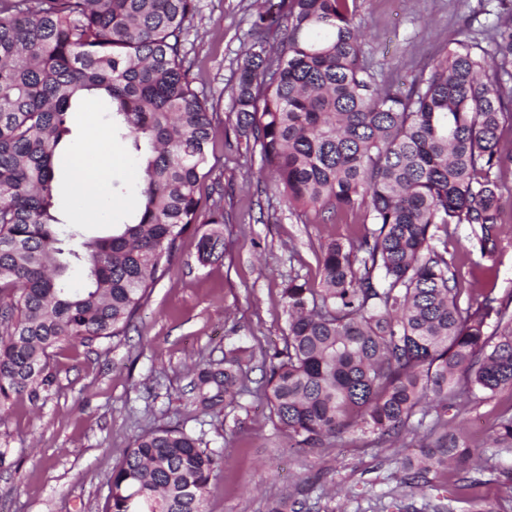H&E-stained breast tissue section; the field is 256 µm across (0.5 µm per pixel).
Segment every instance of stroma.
<instances>
[{
  "mask_svg": "<svg viewBox=\"0 0 512 512\" xmlns=\"http://www.w3.org/2000/svg\"><path fill=\"white\" fill-rule=\"evenodd\" d=\"M365 49L392 88L411 78L452 37H469L498 21L495 0H357ZM257 0H197L184 50L193 87L216 107L210 143L212 181L224 187V243L220 258L203 260L200 236H183L164 276L153 288L127 336L93 347L54 351L55 381L33 400L20 395L0 414V512H102L109 478L142 431L177 425L220 453L222 465L207 497V512H268L285 498L293 512H433L441 502L454 512H512V455L489 438L501 416L512 414V389L476 394L452 423L490 465L486 482L464 488L462 471L440 469L428 484L403 483L401 461L420 450L419 434L387 441L354 428L318 448H298L272 423L253 390L261 385L286 330L283 290L289 276L319 287L321 247L355 240L363 211L323 223L311 209L289 211L267 196L258 146L236 136L232 109L237 61ZM103 139L112 143L108 182L131 183L139 173L125 141L114 138L99 100L89 98ZM448 259L463 291L480 287L512 301V223L500 225L493 257L481 256L472 229L448 233ZM253 353L250 393L217 415L188 403L194 369L220 359L230 346Z\"/></svg>",
  "mask_w": 512,
  "mask_h": 512,
  "instance_id": "1",
  "label": "stroma"
}]
</instances>
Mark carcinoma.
I'll use <instances>...</instances> for the list:
<instances>
[{"mask_svg": "<svg viewBox=\"0 0 512 512\" xmlns=\"http://www.w3.org/2000/svg\"><path fill=\"white\" fill-rule=\"evenodd\" d=\"M497 2L508 19L491 29L492 50L451 39L405 93L378 80L356 0H281L278 12H258L238 62L236 132L259 146L288 206L331 219L362 209L367 224L349 244L322 248L320 287L288 277L286 334L262 392L275 427L314 448L353 426L380 438L415 431L433 410L435 441L404 463L412 488L449 460L469 463L448 409L512 389V311L488 292L462 300L440 240L468 224L491 255L504 221L512 0ZM196 13V0H0V409L50 389L54 350L125 334L201 223L215 112L184 52ZM89 95L109 101L112 133L142 170L139 208L117 215L102 202L106 231L94 237L55 207L54 159ZM221 248L215 230L199 239L204 259ZM251 358L233 347L201 365L195 410L235 403ZM493 447L512 451V416ZM220 465L202 439L151 428L113 469L103 512H207Z\"/></svg>", "mask_w": 512, "mask_h": 512, "instance_id": "1", "label": "carcinoma"}]
</instances>
